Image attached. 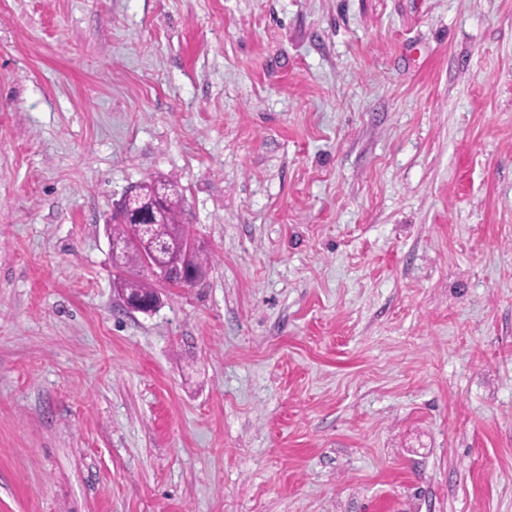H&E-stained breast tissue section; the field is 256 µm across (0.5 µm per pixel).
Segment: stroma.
<instances>
[{
	"label": "stroma",
	"mask_w": 512,
	"mask_h": 512,
	"mask_svg": "<svg viewBox=\"0 0 512 512\" xmlns=\"http://www.w3.org/2000/svg\"><path fill=\"white\" fill-rule=\"evenodd\" d=\"M0 512H512V0H0ZM160 191L162 202L160 206L161 217L154 224L150 237L133 240L130 236V224L127 223L125 211L134 213L138 218L141 215L138 199L129 195L123 201L124 210L118 208L112 214L110 230L112 237L127 241L123 248L112 251V263L122 273L117 282V288L127 295H152L155 293L153 280L148 279L144 269L159 280L165 282V272L152 264H173L181 260V253H177L178 240L187 244L185 199L178 186L170 180H155L138 188V196L145 202L154 199ZM163 244L164 249L158 246Z\"/></svg>",
	"instance_id": "obj_1"
}]
</instances>
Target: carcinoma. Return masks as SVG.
<instances>
[{"mask_svg": "<svg viewBox=\"0 0 512 512\" xmlns=\"http://www.w3.org/2000/svg\"><path fill=\"white\" fill-rule=\"evenodd\" d=\"M161 193V217L154 224L153 233L146 238L132 239L130 224L121 208L112 214V237L126 241L123 248L112 252V263L121 272L117 287L127 295H152L155 284L144 269L147 264H177L178 242L188 243L185 218V199L178 186L170 180H155L138 188L137 194L145 202Z\"/></svg>", "mask_w": 512, "mask_h": 512, "instance_id": "carcinoma-1", "label": "carcinoma"}]
</instances>
